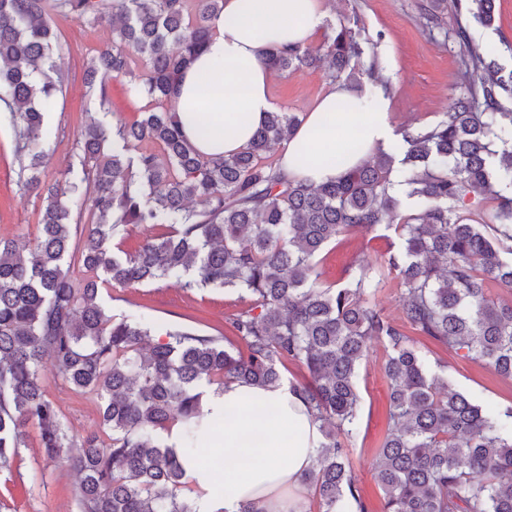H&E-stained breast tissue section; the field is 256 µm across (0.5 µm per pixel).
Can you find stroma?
<instances>
[{"label":"stroma","instance_id":"35a3bbf8","mask_svg":"<svg viewBox=\"0 0 512 512\" xmlns=\"http://www.w3.org/2000/svg\"><path fill=\"white\" fill-rule=\"evenodd\" d=\"M326 22L343 24L355 33L364 54L362 65L377 61L382 84L364 81L365 92H382L388 100L389 124L394 144L402 134L434 125L462 92L459 45L454 38L456 15L447 12L439 24L430 23L428 0H326ZM52 24L64 47L65 88L56 112L46 119L58 133L56 148L45 169L54 179L76 163L77 132L88 119L104 125L116 120L133 121L144 111L142 101L126 92L127 82L117 79L108 89V109L100 111L97 96L84 82V70L97 48L111 43L108 25H94L74 15L54 14ZM473 43L492 52L504 73H512V0H494L491 26L471 23ZM333 86L324 69L274 76L271 96L275 108L297 114L308 112ZM13 156V130L7 112H0V238L25 244L38 233L41 199L24 191L18 182ZM396 237L384 230L341 235L318 256L321 278L339 284L349 266L358 260L375 261L392 250ZM102 301L112 315L145 316L160 325L154 341H165L164 331L183 326L204 335L226 329V319L240 306L237 293L221 288L189 289L174 281H160L103 292ZM437 375L451 379L460 391L476 394L487 408L512 404V380L496 376L483 362L464 359L454 352L414 336ZM386 349L375 342L361 364L357 387L362 398L360 433L350 446V465L367 512H381L382 492L372 467L386 431L389 398L384 365ZM43 384L58 406L73 440L101 430L98 402L94 395L72 390L53 365H45ZM44 472L40 486L31 476ZM79 478L66 463L46 462L36 427H28L11 470L0 472V512H79L76 498Z\"/></svg>","mask_w":512,"mask_h":512}]
</instances>
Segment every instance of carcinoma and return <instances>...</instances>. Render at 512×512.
<instances>
[{"label":"carcinoma","mask_w":512,"mask_h":512,"mask_svg":"<svg viewBox=\"0 0 512 512\" xmlns=\"http://www.w3.org/2000/svg\"><path fill=\"white\" fill-rule=\"evenodd\" d=\"M223 0H0V103L11 113L19 182L38 192L43 212L30 248L0 239V471L10 470L25 429H39L46 461L70 442L42 383L50 361L78 392L100 399L102 430L65 458L80 475L81 512H195L182 497L180 454L157 437L179 429L196 448L217 422L205 420L207 389L231 383L267 389L281 368L303 367L290 384L318 422L312 468L301 477L319 512H366L348 447L359 429L356 378L370 343L385 344L390 389L387 434L374 462L382 512H512V405L492 412L432 372L410 333L512 380V75L471 47L467 20L490 25L492 0H453L465 90L445 118L403 135L404 156L377 149L339 179H290L265 154L301 119L273 111L241 151L198 153L183 135L171 99L181 71L208 40ZM112 26L86 81L107 103L111 80L156 107L115 128L90 121L77 133L79 165L42 180L56 132L45 125L63 92L58 37L47 12ZM362 48L344 25L316 47L277 46L271 67L298 73L328 65L331 77L358 66ZM142 67L135 75L134 67ZM415 206L400 213L395 186ZM493 195L487 217L460 215L468 196ZM95 221L82 223L84 211ZM130 224L164 229L134 254L111 248ZM383 229L398 240L380 262L355 263L340 285L326 284L316 257L336 237ZM88 277L79 282L70 253ZM175 278L187 288H224L248 303L228 317L243 344L174 327L147 346L151 329L116 318L101 303L106 288ZM403 290L404 320L377 308L378 289Z\"/></svg>","instance_id":"carcinoma-1"}]
</instances>
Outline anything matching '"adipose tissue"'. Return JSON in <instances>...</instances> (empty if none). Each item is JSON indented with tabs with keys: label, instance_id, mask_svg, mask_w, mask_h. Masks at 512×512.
<instances>
[{
	"label": "adipose tissue",
	"instance_id": "1",
	"mask_svg": "<svg viewBox=\"0 0 512 512\" xmlns=\"http://www.w3.org/2000/svg\"><path fill=\"white\" fill-rule=\"evenodd\" d=\"M326 13L325 0H224L205 51L184 72L173 99L198 152L217 157L248 145L273 109L265 61L271 44H308ZM262 30L272 32L273 41L260 39ZM388 133L383 94L368 98L338 84L284 142L281 168L291 179L332 180L360 165ZM209 406L224 433L204 453L223 468L203 467L196 453L186 462L196 512H241L249 503L262 512H299L301 477L320 440L304 402L286 385L263 390L232 383L210 393Z\"/></svg>",
	"mask_w": 512,
	"mask_h": 512
}]
</instances>
